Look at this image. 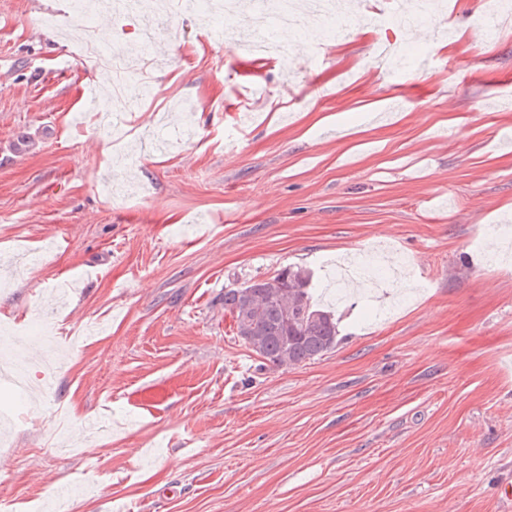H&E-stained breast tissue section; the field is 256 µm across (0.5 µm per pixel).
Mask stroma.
<instances>
[{
	"label": "stroma",
	"instance_id": "obj_1",
	"mask_svg": "<svg viewBox=\"0 0 512 512\" xmlns=\"http://www.w3.org/2000/svg\"><path fill=\"white\" fill-rule=\"evenodd\" d=\"M445 3L292 73L172 11L115 146L72 0H0L5 512H512V22ZM288 266L337 344L272 369L223 296Z\"/></svg>",
	"mask_w": 512,
	"mask_h": 512
}]
</instances>
